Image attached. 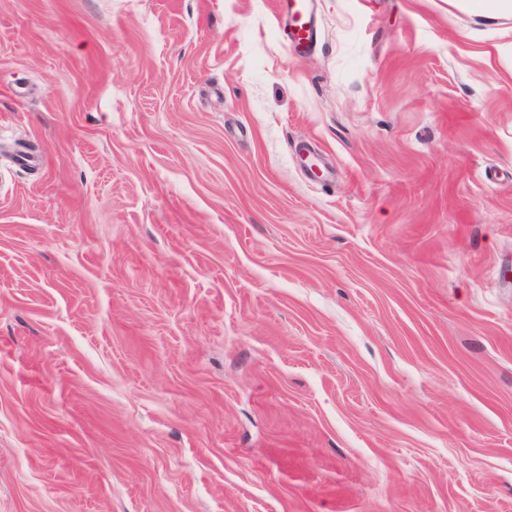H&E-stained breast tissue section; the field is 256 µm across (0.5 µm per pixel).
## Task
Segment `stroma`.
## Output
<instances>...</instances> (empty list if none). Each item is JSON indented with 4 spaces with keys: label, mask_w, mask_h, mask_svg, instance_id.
<instances>
[{
    "label": "stroma",
    "mask_w": 512,
    "mask_h": 512,
    "mask_svg": "<svg viewBox=\"0 0 512 512\" xmlns=\"http://www.w3.org/2000/svg\"><path fill=\"white\" fill-rule=\"evenodd\" d=\"M316 12L0 0V512H512V13ZM313 0H277L280 14L285 18L284 35L296 49L311 47L317 37Z\"/></svg>",
    "instance_id": "1"
}]
</instances>
